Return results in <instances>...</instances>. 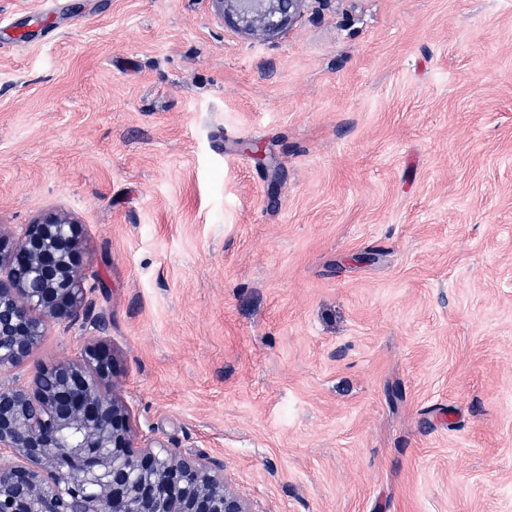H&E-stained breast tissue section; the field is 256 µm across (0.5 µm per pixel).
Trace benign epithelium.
<instances>
[{"mask_svg":"<svg viewBox=\"0 0 512 512\" xmlns=\"http://www.w3.org/2000/svg\"><path fill=\"white\" fill-rule=\"evenodd\" d=\"M241 32L272 39L306 0H214ZM80 225L59 213L0 225V368L24 365L51 324L88 319L97 274ZM117 366L86 343L0 383V512H254L224 462L145 437L114 390Z\"/></svg>","mask_w":512,"mask_h":512,"instance_id":"1","label":"benign epithelium"}]
</instances>
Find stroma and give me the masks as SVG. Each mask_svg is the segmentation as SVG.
<instances>
[{
	"mask_svg": "<svg viewBox=\"0 0 512 512\" xmlns=\"http://www.w3.org/2000/svg\"><path fill=\"white\" fill-rule=\"evenodd\" d=\"M100 279L139 432L254 512H512V0H0V224ZM224 19L241 32L272 39L290 27L306 0H214Z\"/></svg>",
	"mask_w": 512,
	"mask_h": 512,
	"instance_id": "obj_1",
	"label": "stroma"
}]
</instances>
